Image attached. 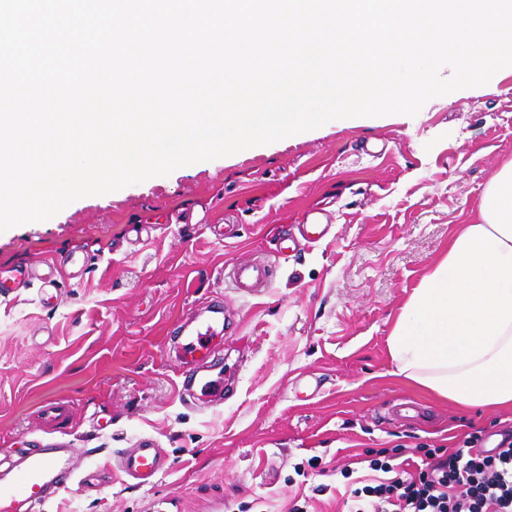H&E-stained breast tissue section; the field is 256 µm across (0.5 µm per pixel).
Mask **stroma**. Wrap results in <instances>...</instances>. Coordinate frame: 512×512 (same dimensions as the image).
Wrapping results in <instances>:
<instances>
[{
	"mask_svg": "<svg viewBox=\"0 0 512 512\" xmlns=\"http://www.w3.org/2000/svg\"><path fill=\"white\" fill-rule=\"evenodd\" d=\"M512 161V68L429 100L415 116L320 128L118 191L0 232V267L67 262L0 296V470L27 451L72 448L83 480L33 512H346L340 471L432 461L512 432V408L467 407L393 373L388 336L413 288L471 223ZM327 225L299 241L264 292L226 265L275 252L283 224ZM221 301L209 375L222 404L181 397L176 331ZM50 398L72 405L61 428ZM141 437L168 467L152 485L110 462ZM72 407L67 400L50 399L41 406V420L46 425H57L71 418Z\"/></svg>",
	"mask_w": 512,
	"mask_h": 512,
	"instance_id": "stroma-1",
	"label": "stroma"
}]
</instances>
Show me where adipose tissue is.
Here are the masks:
<instances>
[{
  "label": "adipose tissue",
  "mask_w": 512,
  "mask_h": 512,
  "mask_svg": "<svg viewBox=\"0 0 512 512\" xmlns=\"http://www.w3.org/2000/svg\"><path fill=\"white\" fill-rule=\"evenodd\" d=\"M388 344L395 375L464 405L512 404V163L414 288Z\"/></svg>",
  "instance_id": "adipose-tissue-1"
}]
</instances>
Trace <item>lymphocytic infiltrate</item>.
Wrapping results in <instances>:
<instances>
[{
  "instance_id": "f902f5d3",
  "label": "lymphocytic infiltrate",
  "mask_w": 512,
  "mask_h": 512,
  "mask_svg": "<svg viewBox=\"0 0 512 512\" xmlns=\"http://www.w3.org/2000/svg\"><path fill=\"white\" fill-rule=\"evenodd\" d=\"M374 483L351 489L348 512H512V435L466 447L406 474L373 459Z\"/></svg>"
}]
</instances>
